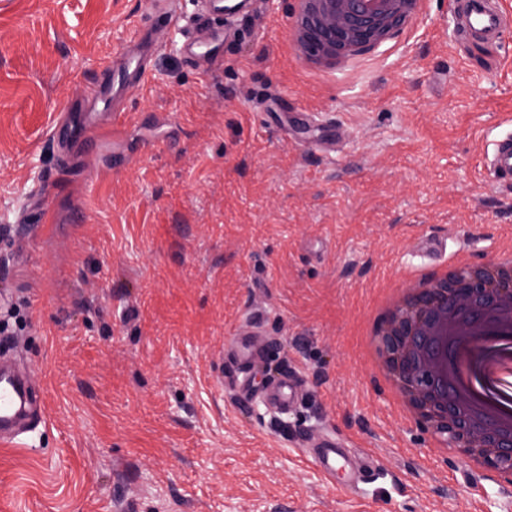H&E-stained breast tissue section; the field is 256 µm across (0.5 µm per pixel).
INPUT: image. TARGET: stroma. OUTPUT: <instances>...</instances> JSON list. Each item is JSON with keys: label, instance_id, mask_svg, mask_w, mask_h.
I'll return each instance as SVG.
<instances>
[{"label": "stroma", "instance_id": "obj_1", "mask_svg": "<svg viewBox=\"0 0 512 512\" xmlns=\"http://www.w3.org/2000/svg\"><path fill=\"white\" fill-rule=\"evenodd\" d=\"M146 9L0 0V226L36 224L33 189L63 180L53 233L0 236V342L38 373L46 417L0 446V512H512V481L430 447L368 360L372 311L405 270L512 245V179L484 168L512 129V34L459 43L450 0H420L377 47L307 64L297 0H266L203 77L161 29L125 105L129 163L95 185L58 172L62 97ZM307 117L335 151L292 145ZM256 316L268 370L310 389L292 414L235 409L220 385ZM327 433L381 465L355 495L305 462Z\"/></svg>", "mask_w": 512, "mask_h": 512}]
</instances>
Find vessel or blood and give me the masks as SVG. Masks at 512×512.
I'll use <instances>...</instances> for the list:
<instances>
[{
  "label": "vessel or blood",
  "instance_id": "obj_1",
  "mask_svg": "<svg viewBox=\"0 0 512 512\" xmlns=\"http://www.w3.org/2000/svg\"><path fill=\"white\" fill-rule=\"evenodd\" d=\"M198 5L194 17L188 19L177 0H151L117 59L88 83L80 97L62 104L50 125V138L63 166H70L74 149L83 146L87 149L84 167L90 175L97 177L123 167V154L117 150L106 154L105 144L110 141L117 146L123 141L127 115L120 105L144 85L151 61L161 49L155 37L156 23L179 31L184 58L200 74L209 75L224 63V44L232 25L257 12L260 0H198ZM451 5L455 38L500 43L512 33V12L503 7L501 0H451ZM216 16L221 17V24H213ZM488 167L494 176L512 178V132L495 141ZM33 196L41 230L52 229L56 217L48 190L37 188ZM228 349L235 363L229 383V401L234 407H244L257 396L272 412L283 415L302 401L305 391L301 379L289 367L281 369L278 377L262 389H255L253 369L260 348L250 337L231 336ZM38 388L33 371L0 363V445L14 444L26 430L44 423ZM305 460L328 487L346 496L355 493L376 468L369 454L351 455L347 446L332 435L307 449Z\"/></svg>",
  "mask_w": 512,
  "mask_h": 512
}]
</instances>
